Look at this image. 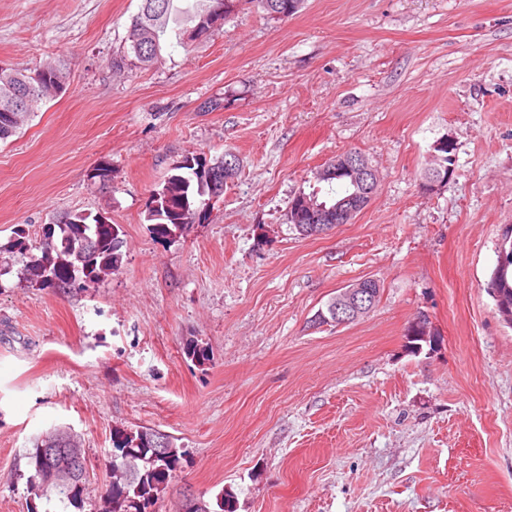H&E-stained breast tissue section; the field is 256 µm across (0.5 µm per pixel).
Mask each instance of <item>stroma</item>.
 I'll return each mask as SVG.
<instances>
[{
	"instance_id": "obj_1",
	"label": "stroma",
	"mask_w": 512,
	"mask_h": 512,
	"mask_svg": "<svg viewBox=\"0 0 512 512\" xmlns=\"http://www.w3.org/2000/svg\"><path fill=\"white\" fill-rule=\"evenodd\" d=\"M139 5L0 0V64L66 72L0 143V512H93L117 426L188 450L156 512L223 490L235 512H512V327L487 290L512 235V0H305L283 20L247 5L114 72ZM444 136L455 172L430 189ZM227 150L237 177L156 240L174 167ZM344 151L378 190L302 237L290 202ZM71 211L120 225L119 270L86 292L31 286L20 268ZM364 278L381 285L364 319L314 324ZM421 314L437 343L413 353ZM193 338L205 365L182 352ZM59 427L86 451L76 506L28 492L27 451Z\"/></svg>"
}]
</instances>
